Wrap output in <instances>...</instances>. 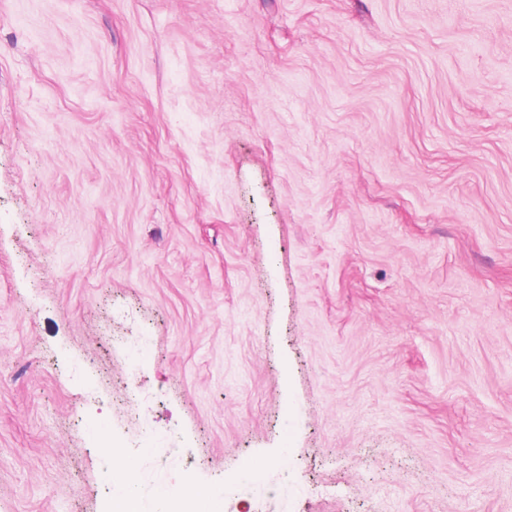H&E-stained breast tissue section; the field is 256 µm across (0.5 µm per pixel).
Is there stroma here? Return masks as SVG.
Instances as JSON below:
<instances>
[{
  "label": "stroma",
  "mask_w": 512,
  "mask_h": 512,
  "mask_svg": "<svg viewBox=\"0 0 512 512\" xmlns=\"http://www.w3.org/2000/svg\"><path fill=\"white\" fill-rule=\"evenodd\" d=\"M126 457L512 512V0H0V512Z\"/></svg>",
  "instance_id": "35a3bbf8"
}]
</instances>
